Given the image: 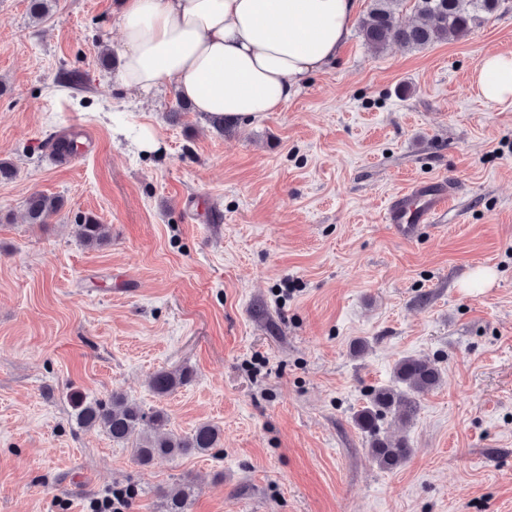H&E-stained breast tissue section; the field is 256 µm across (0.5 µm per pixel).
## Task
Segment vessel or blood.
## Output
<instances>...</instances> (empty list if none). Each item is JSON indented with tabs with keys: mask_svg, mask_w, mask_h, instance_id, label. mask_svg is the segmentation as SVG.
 I'll use <instances>...</instances> for the list:
<instances>
[{
	"mask_svg": "<svg viewBox=\"0 0 512 512\" xmlns=\"http://www.w3.org/2000/svg\"><path fill=\"white\" fill-rule=\"evenodd\" d=\"M454 199V188L447 180L416 182L389 199L383 221L392 226L398 237L410 241L422 226L434 223L449 209Z\"/></svg>",
	"mask_w": 512,
	"mask_h": 512,
	"instance_id": "1",
	"label": "vessel or blood"
}]
</instances>
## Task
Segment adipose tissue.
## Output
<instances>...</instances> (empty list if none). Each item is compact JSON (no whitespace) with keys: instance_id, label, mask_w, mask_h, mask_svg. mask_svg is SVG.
<instances>
[{"instance_id":"obj_1","label":"adipose tissue","mask_w":512,"mask_h":512,"mask_svg":"<svg viewBox=\"0 0 512 512\" xmlns=\"http://www.w3.org/2000/svg\"><path fill=\"white\" fill-rule=\"evenodd\" d=\"M356 0H118V82L173 89L214 118L279 111L334 62ZM474 82L490 104L512 101V55L488 54Z\"/></svg>"}]
</instances>
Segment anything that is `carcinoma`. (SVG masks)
I'll return each mask as SVG.
<instances>
[{
    "label": "carcinoma",
    "mask_w": 512,
    "mask_h": 512,
    "mask_svg": "<svg viewBox=\"0 0 512 512\" xmlns=\"http://www.w3.org/2000/svg\"><path fill=\"white\" fill-rule=\"evenodd\" d=\"M402 0H371V6L360 20V33L364 40L376 49H384L392 43L410 49H420L448 39L467 36L483 16L493 13L499 0H414L415 10L421 17L417 24H405L399 20L398 6ZM55 5V0H28L31 19L41 21ZM64 208L60 195L41 191L29 194L24 202L25 219L39 226L50 223ZM78 237L86 247L105 244L109 237L107 225L93 214H86L79 224ZM192 373L180 371L156 372L150 381L152 391L160 398L177 387L187 384ZM394 380L401 387L377 390L369 405L358 415V425L363 429L376 426L377 417L389 412L401 424L412 423L420 410L419 395L438 387L442 372L427 357H405L394 367ZM74 418L85 429L99 428L112 442L131 447L135 460L143 465L158 456L172 459L191 453L206 454L219 446L221 430L210 423L198 425L192 432L180 435L169 428L168 414L161 408L143 409L125 395L114 392L108 403L86 400L80 396L71 398ZM412 448L404 438L392 440L375 437L371 444L374 460L385 469L404 464L411 456ZM192 486L184 481L160 492L163 512H188Z\"/></svg>",
    "instance_id": "1"
}]
</instances>
